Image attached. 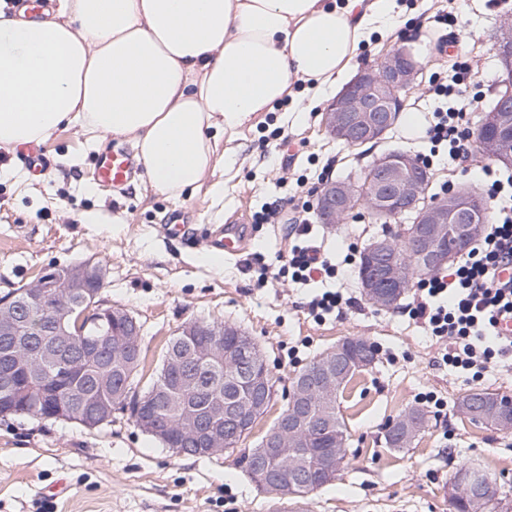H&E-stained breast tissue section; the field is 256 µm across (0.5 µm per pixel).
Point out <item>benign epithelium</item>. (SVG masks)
<instances>
[{
	"label": "benign epithelium",
	"instance_id": "1",
	"mask_svg": "<svg viewBox=\"0 0 512 512\" xmlns=\"http://www.w3.org/2000/svg\"><path fill=\"white\" fill-rule=\"evenodd\" d=\"M421 64L409 49L395 51L375 65L362 70L323 112L322 124L336 139L347 144L377 140L396 120L393 102L399 92L410 88L417 80ZM512 111V100L502 101L495 112L483 114V119L474 132L475 142L483 139V132L495 129L505 133L508 130V112ZM431 176L422 167L420 160L410 154L399 156L384 155L374 160L366 168L359 180L330 181L320 191L318 214L323 224H339L356 210L375 216L390 224H399L404 216L416 214L413 223L403 229L402 240L412 249L415 257L427 270L443 266L460 255L462 244L451 250H440L436 242L445 232L450 222L468 224L470 234L477 230L474 206L481 203L482 195L471 186L461 187L451 193L446 201L430 195ZM99 270L91 264H79L59 274L44 271L35 281L23 290V302L36 305L53 297L60 288H70L82 294L87 293L96 299L101 290L94 287ZM411 287L405 270L390 265L385 268L380 282L367 280L363 284L366 300L380 309L394 306L395 298L404 289ZM88 323L92 331L79 328L70 333L61 328L51 335L60 341L74 335L84 341L92 336V342L104 347L117 342L124 348L136 349L140 343L141 328L130 315H125L124 333L112 337V322L116 316L112 307L97 304ZM234 335L235 344L224 350V360L229 363L230 376L245 383L251 396L249 403L240 405L224 402V425L209 420L191 421V428L180 435V444L201 455L224 453V444L236 436L251 433L256 421V413L268 401L270 370L264 354L255 340L241 333L225 329L216 332L203 323L192 322L183 325L178 331V340L191 339L200 353L209 352L210 337ZM365 365V359L357 354L354 360L343 358L341 350L333 348L320 357L312 370H305L298 376L294 388L289 392L290 411L283 414L267 431L260 447L254 449L251 476L271 495L288 497L283 491L281 467L269 464L272 459L288 457V450L300 448L307 443V431L321 426V421L313 414L308 397L329 393L335 379L352 372V364ZM341 454L327 457L317 470L311 473L296 471L294 482L303 491L316 487V481H331L338 475ZM473 481L492 482L491 476L479 471L470 473L467 478L456 480L449 488L454 497L471 496L470 483Z\"/></svg>",
	"mask_w": 512,
	"mask_h": 512
}]
</instances>
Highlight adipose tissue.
Wrapping results in <instances>:
<instances>
[{
    "instance_id": "ef3b65f1",
    "label": "adipose tissue",
    "mask_w": 512,
    "mask_h": 512,
    "mask_svg": "<svg viewBox=\"0 0 512 512\" xmlns=\"http://www.w3.org/2000/svg\"><path fill=\"white\" fill-rule=\"evenodd\" d=\"M399 16L395 0H57L41 19L0 14V146L63 126L122 136L150 188L177 197L215 175L256 113L326 97Z\"/></svg>"
}]
</instances>
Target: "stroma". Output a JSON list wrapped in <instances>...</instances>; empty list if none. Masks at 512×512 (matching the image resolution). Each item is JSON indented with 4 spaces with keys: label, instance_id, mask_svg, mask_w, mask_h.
I'll return each instance as SVG.
<instances>
[{
    "label": "stroma",
    "instance_id": "stroma-1",
    "mask_svg": "<svg viewBox=\"0 0 512 512\" xmlns=\"http://www.w3.org/2000/svg\"><path fill=\"white\" fill-rule=\"evenodd\" d=\"M467 19L459 44L489 83L478 105L483 112L501 78L497 46L512 11L468 0ZM444 71L440 55L430 51L404 96V111L427 113L431 80ZM325 106L318 100L292 112L283 104L258 114L237 138L228 169L215 175L222 190L204 186L177 198L135 186L112 198L94 180L98 145L76 127H61L44 141L53 166L39 177L17 178L23 168L17 152L1 147L0 298L46 269L102 263L105 300L141 326L143 390L181 325L222 323L248 333L275 379L273 399L246 440L250 448L286 407L292 378L314 355L349 337L370 340L375 364L353 377L339 399L348 448L336 481L304 502L277 503L250 481L239 453L177 454L125 412L92 429L64 419L0 416V512H448L445 487L461 462L480 465L512 494V433L472 423L455 406L470 390L512 398V367L494 363L478 377L448 370L444 343L428 337L404 308L372 306L355 280L346 286L352 307L314 319L307 291L280 272L290 245L285 225L253 221L264 203L297 193L299 175L316 180L328 163L336 181L370 161L372 154L346 147L323 128ZM174 211L194 228L191 244L164 234ZM212 224L249 227L244 251L212 264L206 235ZM314 229L317 244L341 260L397 227L353 214ZM413 406L425 408L427 427L411 447L387 448L386 425Z\"/></svg>",
    "mask_w": 512,
    "mask_h": 512
}]
</instances>
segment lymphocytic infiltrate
I'll use <instances>...</instances> for the list:
<instances>
[{
	"mask_svg": "<svg viewBox=\"0 0 512 512\" xmlns=\"http://www.w3.org/2000/svg\"><path fill=\"white\" fill-rule=\"evenodd\" d=\"M477 72L467 54L451 65L449 82L434 83L435 107L427 115L426 136L431 144L422 155L424 166L443 158L468 170L472 157L471 90ZM489 215L481 233L466 254L446 269L417 281L409 308L435 338L448 341L444 360L453 370H486L493 360L512 355V340L496 338L499 318L512 316V173L499 175L487 191ZM293 221L294 242L283 266L293 283L307 285L320 280L327 290L313 295L310 315H324L352 306L342 291L349 268L333 261L308 240L313 230L309 219Z\"/></svg>",
	"mask_w": 512,
	"mask_h": 512,
	"instance_id": "1",
	"label": "lymphocytic infiltrate"
}]
</instances>
